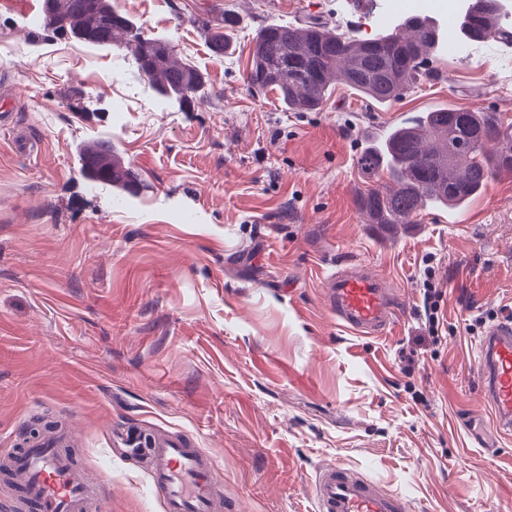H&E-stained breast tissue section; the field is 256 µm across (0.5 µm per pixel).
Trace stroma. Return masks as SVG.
Wrapping results in <instances>:
<instances>
[{"instance_id": "1", "label": "stroma", "mask_w": 512, "mask_h": 512, "mask_svg": "<svg viewBox=\"0 0 512 512\" xmlns=\"http://www.w3.org/2000/svg\"><path fill=\"white\" fill-rule=\"evenodd\" d=\"M168 42L206 96L165 100L124 46L100 49L0 0V448L28 424L71 428L79 464L112 485L107 512H163L115 435L181 436L212 456L238 512H315L331 463L410 512H512V441L481 398L480 340L512 318V174L461 209L386 233L366 223L363 144L443 107L512 121V53L497 38L440 49L438 79L386 106L337 85L291 112L247 83L271 22L317 19L369 39L348 0H112ZM234 13L224 56L210 30ZM112 139L136 197L92 187L80 148ZM384 277L399 321L351 333L323 288L338 263ZM440 324L429 334L423 283Z\"/></svg>"}]
</instances>
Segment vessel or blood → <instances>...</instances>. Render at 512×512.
<instances>
[{
    "label": "vessel or blood",
    "instance_id": "obj_1",
    "mask_svg": "<svg viewBox=\"0 0 512 512\" xmlns=\"http://www.w3.org/2000/svg\"><path fill=\"white\" fill-rule=\"evenodd\" d=\"M330 310L351 332L380 335L397 318L394 294L384 278L343 264L326 279ZM481 394L502 435H512V320L487 329L480 343ZM127 459L149 463L151 489L163 512H222L224 485L217 463L183 439L163 442L128 435ZM5 458L19 512H99L109 494L105 482L76 465L63 450L41 443ZM317 512H409L400 496L336 464L321 468L313 481Z\"/></svg>",
    "mask_w": 512,
    "mask_h": 512
}]
</instances>
